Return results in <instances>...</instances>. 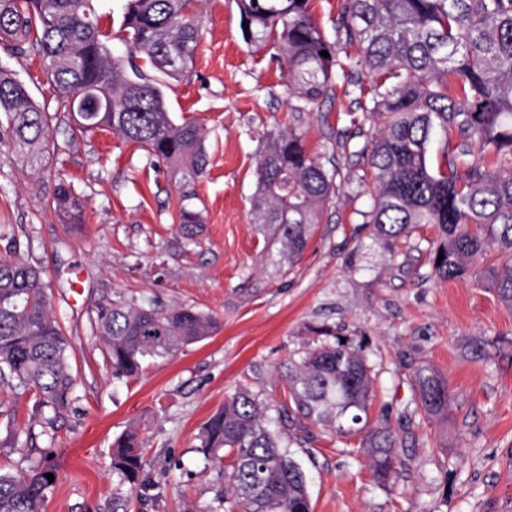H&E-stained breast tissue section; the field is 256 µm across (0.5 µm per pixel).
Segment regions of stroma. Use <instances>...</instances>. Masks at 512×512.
Returning a JSON list of instances; mask_svg holds the SVG:
<instances>
[{
    "instance_id": "35a3bbf8",
    "label": "stroma",
    "mask_w": 512,
    "mask_h": 512,
    "mask_svg": "<svg viewBox=\"0 0 512 512\" xmlns=\"http://www.w3.org/2000/svg\"><path fill=\"white\" fill-rule=\"evenodd\" d=\"M203 28L189 72L170 82L175 122L206 136L209 164L192 184L109 130L73 140L59 122L44 170L0 144V257L44 272L52 311L68 338L75 399L46 424L26 393L0 387V466L55 469L45 512H217L219 464L197 450L204 422L245 386L277 416L284 374L327 326L363 342L372 367V415L396 432L400 476L379 485L357 439L321 429L293 445L311 479L313 512H512V306L475 276L444 281L428 261L432 228L394 248L375 244L362 214L374 184L348 146L375 135L356 94L335 87L310 103L294 95L272 43H245L235 0H194ZM0 67L56 113L58 93L35 51L0 46ZM292 131L332 162L336 202L301 262L271 265L252 221L258 154L271 134ZM85 203L72 228L54 211L58 183ZM199 212L187 241L180 208ZM119 301L191 307L216 318L211 336L116 379L103 357L97 316ZM426 364L454 394L447 422L405 415L413 366ZM137 430L145 489L112 474V443Z\"/></svg>"
}]
</instances>
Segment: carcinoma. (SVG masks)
I'll return each instance as SVG.
<instances>
[{
  "mask_svg": "<svg viewBox=\"0 0 512 512\" xmlns=\"http://www.w3.org/2000/svg\"><path fill=\"white\" fill-rule=\"evenodd\" d=\"M99 0H0V44L15 54L37 51L59 92L72 135L109 129L174 167L181 179L203 176L207 150L201 129L177 124L164 79L192 65L200 17L191 0H124L125 51L112 46ZM312 0H236L247 19V43L273 40L288 66L290 89L316 102L342 81L358 92L362 112L381 120L376 135L353 155L366 160L375 194L364 223L383 246L419 225L434 228V274L468 275L494 249L512 255V0H341L336 37L357 47L342 56L314 18ZM329 56L323 57L320 52ZM371 76L354 78L356 68ZM0 115L16 155L30 165L50 156L49 113L27 88L0 69ZM444 145L434 161V143ZM252 219L268 258L298 263L335 197L336 170L311 156L293 132L270 136L259 154ZM52 205L67 224L82 223L85 205L61 183ZM199 213L182 207L178 229L199 233ZM443 259H438V256ZM484 277L512 304V266ZM217 328L214 317L189 307L159 310L114 301L98 315L104 356L118 379L138 377L149 359L168 358ZM320 344L288 368L287 410L272 419L267 406L241 387L204 423L202 454L224 467V512H312L306 472L291 451L292 427L312 425L360 438L384 485L396 478L397 437L384 417L371 418L373 385L362 342L326 328ZM71 346L51 312L41 270L0 259V384L31 391L55 412L73 399ZM415 398L404 414L448 420V380L432 368L412 369ZM142 441L128 431L113 442L112 473L144 485ZM0 468V512H44L46 475Z\"/></svg>",
  "mask_w": 512,
  "mask_h": 512,
  "instance_id": "obj_1",
  "label": "carcinoma"
}]
</instances>
